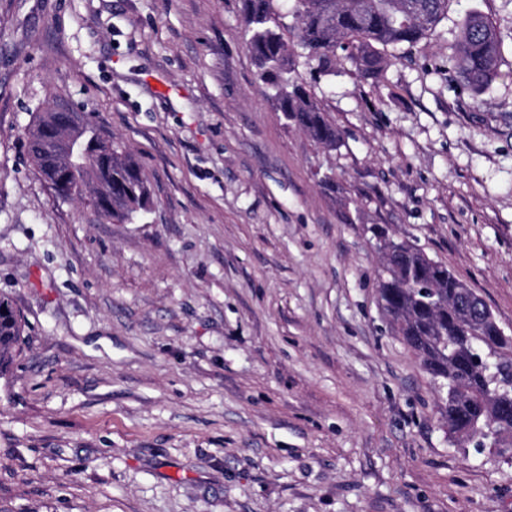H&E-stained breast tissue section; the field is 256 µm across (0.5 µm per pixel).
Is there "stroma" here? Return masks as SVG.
I'll return each instance as SVG.
<instances>
[{
	"instance_id": "obj_1",
	"label": "stroma",
	"mask_w": 512,
	"mask_h": 512,
	"mask_svg": "<svg viewBox=\"0 0 512 512\" xmlns=\"http://www.w3.org/2000/svg\"><path fill=\"white\" fill-rule=\"evenodd\" d=\"M241 0H0V512H512L381 308L373 224L512 330V0H449L376 81L311 80L336 148L254 80ZM501 76L449 85L462 19ZM63 99L133 154L130 223L60 198L26 132ZM25 322L11 303L0 297V375L5 374L21 351Z\"/></svg>"
}]
</instances>
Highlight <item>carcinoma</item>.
<instances>
[{"instance_id": "carcinoma-1", "label": "carcinoma", "mask_w": 512, "mask_h": 512, "mask_svg": "<svg viewBox=\"0 0 512 512\" xmlns=\"http://www.w3.org/2000/svg\"><path fill=\"white\" fill-rule=\"evenodd\" d=\"M297 41L284 42L273 0H242V22L255 60L256 80L284 118L315 142L334 147L336 126L320 112L308 85L295 78L297 59L314 74L336 68V50L363 78L391 64L388 50L411 48L437 35L448 0H294ZM455 81L480 92L501 76V41L488 18L471 13L460 26L451 57ZM91 155L67 161L66 132ZM34 166L49 183L63 177L68 198H81L105 218L133 221L151 196L132 155L98 131L85 113L64 102L38 112L28 132ZM384 253L377 272L381 305L396 333L419 358L437 389L448 433L512 460V336L484 301L442 264L382 227L369 228ZM25 322L0 298V375L21 351Z\"/></svg>"}]
</instances>
